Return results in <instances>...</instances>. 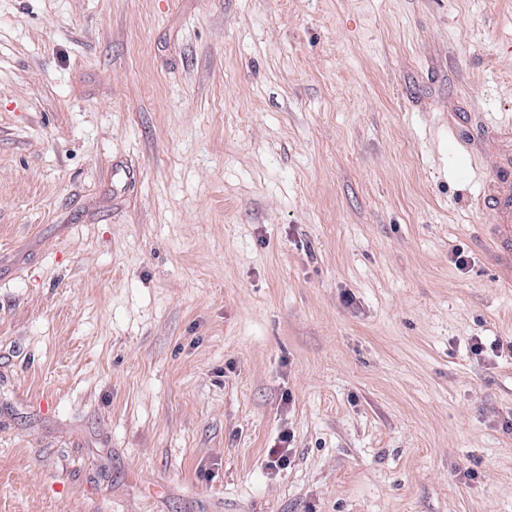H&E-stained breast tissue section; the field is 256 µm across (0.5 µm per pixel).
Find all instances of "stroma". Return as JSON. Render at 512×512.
I'll return each instance as SVG.
<instances>
[{
  "mask_svg": "<svg viewBox=\"0 0 512 512\" xmlns=\"http://www.w3.org/2000/svg\"><path fill=\"white\" fill-rule=\"evenodd\" d=\"M506 184L512 0H0V512H512Z\"/></svg>",
  "mask_w": 512,
  "mask_h": 512,
  "instance_id": "35a3bbf8",
  "label": "stroma"
}]
</instances>
